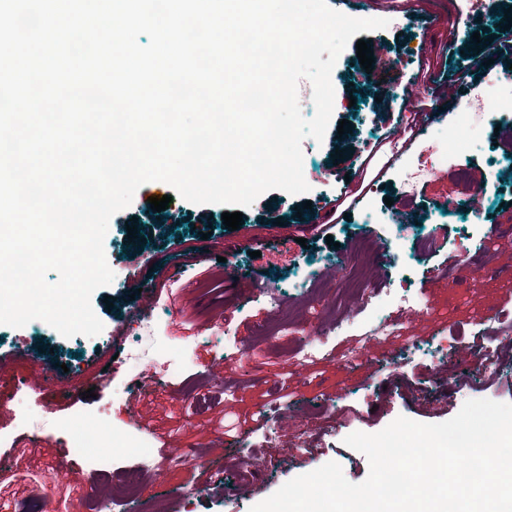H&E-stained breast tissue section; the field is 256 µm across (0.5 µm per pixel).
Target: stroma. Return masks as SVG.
<instances>
[{"label":"stroma","mask_w":512,"mask_h":512,"mask_svg":"<svg viewBox=\"0 0 512 512\" xmlns=\"http://www.w3.org/2000/svg\"><path fill=\"white\" fill-rule=\"evenodd\" d=\"M354 15L390 21L359 34L386 63V90L378 92L370 74L351 101L343 79L362 67L348 44L331 74L333 123L323 142L301 144L307 193L267 191L231 231L222 205L208 206L211 218L199 225L198 205L165 182H147L109 222L104 252L116 276L91 297L100 334L66 338L41 320L0 325V512H250L330 461L349 482H363L369 462L345 444L351 433L378 432L400 416L442 423L473 399L512 403V246L487 240L494 227L512 233V139L502 136L512 120L486 112L481 142L450 144L444 158L426 153L409 130L427 113L434 126L453 125L487 71L469 64L467 34L494 37L500 18L471 11L467 0H363ZM344 119L357 151L337 161L336 124ZM430 165L442 176L404 199L406 173ZM453 166L465 167L485 194L464 199ZM165 195L168 209L152 210L149 198ZM306 202L320 214L336 209L329 236L299 222L295 209ZM131 220L143 232L134 246ZM366 236L386 246L367 263L368 291L407 295L422 313L403 320L390 307L398 334L352 365L346 357L361 327H323L363 307L339 288L354 241ZM423 236L432 241L425 253L417 247ZM187 244L193 254H183ZM466 264L494 275L458 288ZM311 274L323 289L293 290ZM279 307L295 318L286 344L257 350V329ZM217 321L220 336L211 333ZM318 332L325 338L314 359L297 360ZM151 343L187 358L163 390L143 397L128 383L126 358ZM485 354L495 356L493 370L474 366ZM90 388L95 397L84 398ZM78 415L145 445L114 448L110 467L98 469L65 428ZM150 459L165 460L161 474L147 470ZM247 473L254 486L245 492Z\"/></svg>","instance_id":"stroma-1"}]
</instances>
